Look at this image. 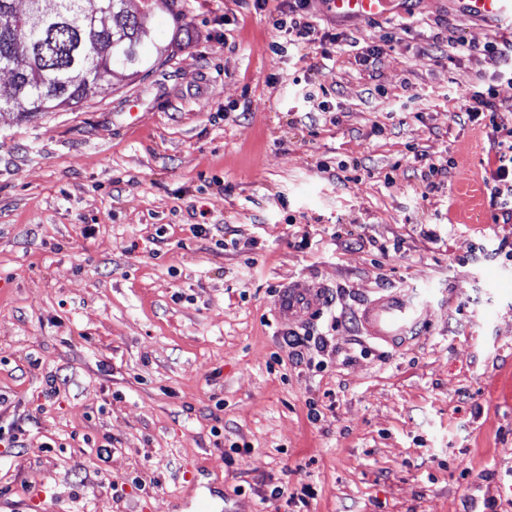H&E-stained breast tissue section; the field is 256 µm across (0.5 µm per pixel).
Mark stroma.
I'll return each instance as SVG.
<instances>
[{
    "label": "stroma",
    "mask_w": 512,
    "mask_h": 512,
    "mask_svg": "<svg viewBox=\"0 0 512 512\" xmlns=\"http://www.w3.org/2000/svg\"><path fill=\"white\" fill-rule=\"evenodd\" d=\"M312 12L299 61L253 0H139L163 64L0 118V512H512V223L473 192L487 128L457 118L484 83L512 110L483 51L512 29L458 0ZM419 154L453 160L439 189ZM299 278L332 304L292 347L271 301ZM393 287L430 323L400 350L354 317Z\"/></svg>",
    "instance_id": "obj_1"
}]
</instances>
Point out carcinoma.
Here are the masks:
<instances>
[{
  "mask_svg": "<svg viewBox=\"0 0 512 512\" xmlns=\"http://www.w3.org/2000/svg\"><path fill=\"white\" fill-rule=\"evenodd\" d=\"M0 30V70H11L0 111L21 119L73 107L116 73L136 77L165 62L167 49L139 22L136 0H28Z\"/></svg>",
  "mask_w": 512,
  "mask_h": 512,
  "instance_id": "1",
  "label": "carcinoma"
}]
</instances>
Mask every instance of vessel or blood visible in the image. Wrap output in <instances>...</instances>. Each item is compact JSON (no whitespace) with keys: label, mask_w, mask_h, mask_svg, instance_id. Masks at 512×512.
Wrapping results in <instances>:
<instances>
[{"label":"vessel or blood","mask_w":512,"mask_h":512,"mask_svg":"<svg viewBox=\"0 0 512 512\" xmlns=\"http://www.w3.org/2000/svg\"><path fill=\"white\" fill-rule=\"evenodd\" d=\"M395 0H327L336 15L372 18L390 13ZM469 15L512 24V0H460ZM328 304L323 285L307 286L296 281L274 296V317L279 325H303L317 321ZM361 331L372 341L403 347L423 336L428 319L421 301L409 292L387 289L366 301L358 314Z\"/></svg>","instance_id":"obj_1"}]
</instances>
